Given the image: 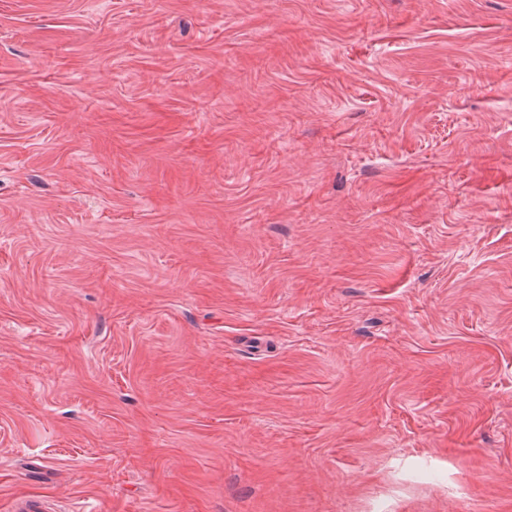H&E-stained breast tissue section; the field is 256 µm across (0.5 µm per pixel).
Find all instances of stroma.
Masks as SVG:
<instances>
[{
    "label": "stroma",
    "mask_w": 512,
    "mask_h": 512,
    "mask_svg": "<svg viewBox=\"0 0 512 512\" xmlns=\"http://www.w3.org/2000/svg\"><path fill=\"white\" fill-rule=\"evenodd\" d=\"M512 512V0H0V512Z\"/></svg>",
    "instance_id": "1"
}]
</instances>
